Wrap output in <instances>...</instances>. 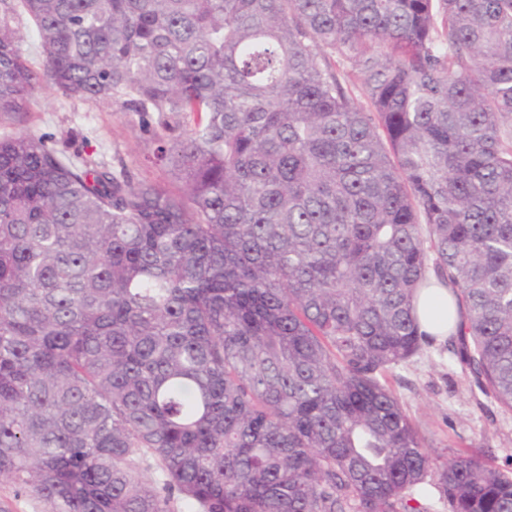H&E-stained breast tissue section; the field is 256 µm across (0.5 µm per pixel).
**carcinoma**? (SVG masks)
<instances>
[{
    "instance_id": "1",
    "label": "carcinoma",
    "mask_w": 512,
    "mask_h": 512,
    "mask_svg": "<svg viewBox=\"0 0 512 512\" xmlns=\"http://www.w3.org/2000/svg\"><path fill=\"white\" fill-rule=\"evenodd\" d=\"M45 84L157 125L182 193L0 139L1 478L49 512H429V478L512 512V461L436 464L388 384L432 275L512 411V0H0V113ZM10 24L17 31L19 46L27 64L33 68H38L41 63V50L38 47L37 34L32 25L24 16L16 17Z\"/></svg>"
}]
</instances>
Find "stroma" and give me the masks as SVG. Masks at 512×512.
<instances>
[{"label": "stroma", "mask_w": 512, "mask_h": 512, "mask_svg": "<svg viewBox=\"0 0 512 512\" xmlns=\"http://www.w3.org/2000/svg\"><path fill=\"white\" fill-rule=\"evenodd\" d=\"M17 133L43 137L48 146L67 155L125 167L134 180L180 189L170 168L154 161V144L138 116L114 111L110 104L71 99L47 85L34 92L27 112L0 115V137ZM389 381L436 454L447 455L452 448H489L500 465L512 457V411L470 386L444 344L424 346L395 367Z\"/></svg>", "instance_id": "obj_1"}]
</instances>
